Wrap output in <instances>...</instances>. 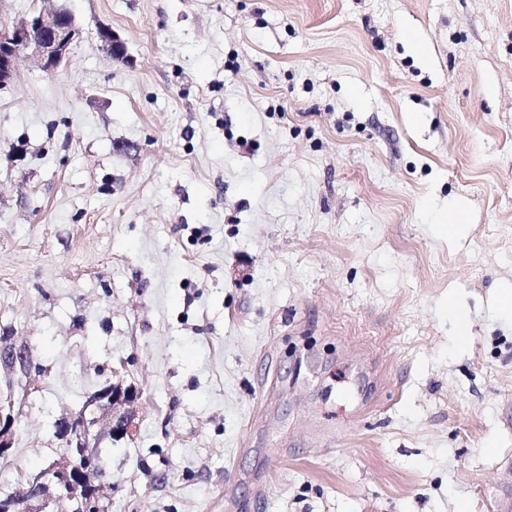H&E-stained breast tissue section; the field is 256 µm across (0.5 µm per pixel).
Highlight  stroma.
Instances as JSON below:
<instances>
[{
	"label": "stroma",
	"instance_id": "1",
	"mask_svg": "<svg viewBox=\"0 0 512 512\" xmlns=\"http://www.w3.org/2000/svg\"><path fill=\"white\" fill-rule=\"evenodd\" d=\"M53 4L0 89V500L111 384L104 512H498L512 0ZM81 30L73 15L62 8H41L27 18H0V89L15 77L16 62L26 53L45 72L56 71L66 60Z\"/></svg>",
	"mask_w": 512,
	"mask_h": 512
}]
</instances>
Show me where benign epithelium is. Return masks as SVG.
I'll use <instances>...</instances> for the list:
<instances>
[{"mask_svg": "<svg viewBox=\"0 0 512 512\" xmlns=\"http://www.w3.org/2000/svg\"><path fill=\"white\" fill-rule=\"evenodd\" d=\"M81 30L73 15L62 8H42L26 18H0V89L15 77L16 62L26 53L34 57L45 72L56 71L66 60L72 44ZM137 396L130 390L107 386L93 394L87 405L112 408L108 434L123 437L132 431V412L127 407ZM96 418L81 414L59 426V434L69 447V461L50 466L27 476L29 495L35 497L45 487L54 489L52 504L66 506L71 512H101L97 490L88 482V474L98 468L93 449L99 435L93 433Z\"/></svg>", "mask_w": 512, "mask_h": 512, "instance_id": "7a95c632", "label": "benign epithelium"}]
</instances>
